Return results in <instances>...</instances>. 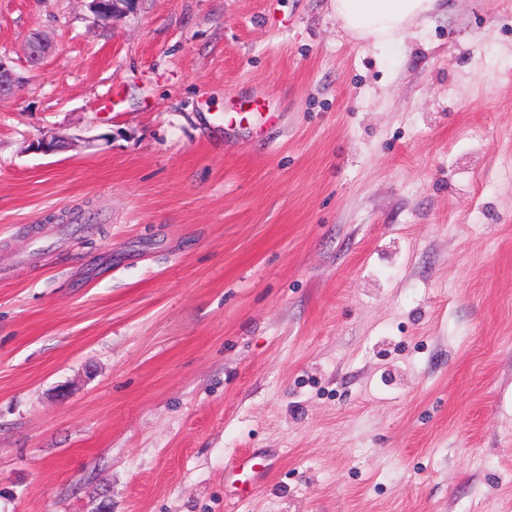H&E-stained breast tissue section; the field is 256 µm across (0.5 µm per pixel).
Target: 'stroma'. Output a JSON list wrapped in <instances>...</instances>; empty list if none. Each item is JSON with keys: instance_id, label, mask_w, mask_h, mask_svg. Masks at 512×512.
Here are the masks:
<instances>
[{"instance_id": "obj_1", "label": "stroma", "mask_w": 512, "mask_h": 512, "mask_svg": "<svg viewBox=\"0 0 512 512\" xmlns=\"http://www.w3.org/2000/svg\"><path fill=\"white\" fill-rule=\"evenodd\" d=\"M330 3L0 0V512H512V0ZM445 0H331L341 28L374 50L402 43L421 23L440 13Z\"/></svg>"}]
</instances>
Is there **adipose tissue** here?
<instances>
[{
  "label": "adipose tissue",
  "instance_id": "adipose-tissue-1",
  "mask_svg": "<svg viewBox=\"0 0 512 512\" xmlns=\"http://www.w3.org/2000/svg\"><path fill=\"white\" fill-rule=\"evenodd\" d=\"M443 0H331L341 28L364 47L402 43L419 24L440 13Z\"/></svg>",
  "mask_w": 512,
  "mask_h": 512
}]
</instances>
